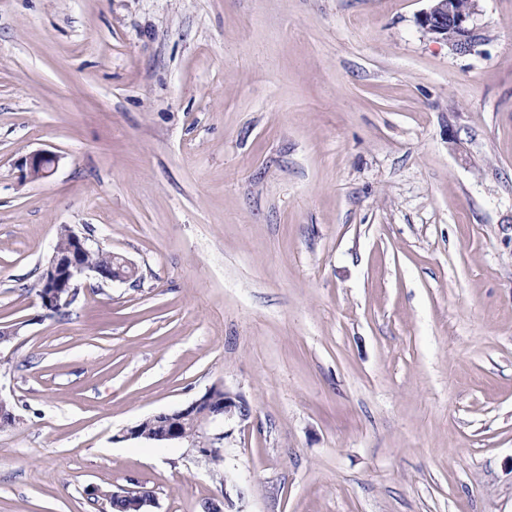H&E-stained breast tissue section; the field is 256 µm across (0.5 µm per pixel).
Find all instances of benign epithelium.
Returning a JSON list of instances; mask_svg holds the SVG:
<instances>
[{
    "instance_id": "benign-epithelium-1",
    "label": "benign epithelium",
    "mask_w": 512,
    "mask_h": 512,
    "mask_svg": "<svg viewBox=\"0 0 512 512\" xmlns=\"http://www.w3.org/2000/svg\"><path fill=\"white\" fill-rule=\"evenodd\" d=\"M430 5L417 16L419 27L431 38L445 41L448 48L455 54L467 55L476 51L483 45L484 28L479 24L481 15L480 0H428ZM58 161L56 155L47 151H37L27 155L20 162V166L27 169L34 179L46 178L52 174ZM59 238L68 241L63 246L56 243L52 256L42 270L45 288L40 299L44 308L54 310L68 304L74 298V291L67 288V284H75L78 280L96 269L77 262L76 255L87 251L86 239L80 237L71 229L65 227L59 233ZM224 396L217 400L213 389H208L200 398L190 404L171 412L153 414L132 426L120 431L117 439L126 441L139 439L144 436L143 425L158 422L162 430L158 437L165 441H181L188 432L196 436V447L200 455L209 458L212 456L215 444L224 440L227 433L214 436L208 434L207 426L219 419L241 420L248 415L245 401L228 390H223ZM94 501L100 503L101 512H107L106 506L113 498L124 499L129 503L133 512H150L153 505L151 496L127 489L112 492H102L98 489L92 492Z\"/></svg>"
}]
</instances>
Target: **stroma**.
I'll return each mask as SVG.
<instances>
[{"mask_svg":"<svg viewBox=\"0 0 512 512\" xmlns=\"http://www.w3.org/2000/svg\"><path fill=\"white\" fill-rule=\"evenodd\" d=\"M0 0V512H512V0ZM54 173L27 178L35 151ZM125 256L53 313L61 227ZM224 386L221 464L122 441ZM428 8L417 16L419 27L431 38L446 41L455 54L467 55L483 45L479 24L480 0H427ZM459 1H466L459 4ZM448 32L450 33L448 35ZM58 158L55 154L47 151H37L30 153L20 162V166L25 167L34 179L49 177L55 169ZM91 495L94 496V501L97 503L101 501V512L108 511L106 506L110 502L111 498L125 499L129 503V508L133 509L131 512H152L148 510V508L153 505V499L150 495L145 493H138L127 489H121L120 491L112 490V492H102L99 489H94ZM129 508L126 503L115 502L111 504L110 511L127 512L130 511Z\"/></svg>","mask_w":512,"mask_h":512,"instance_id":"1","label":"stroma"}]
</instances>
